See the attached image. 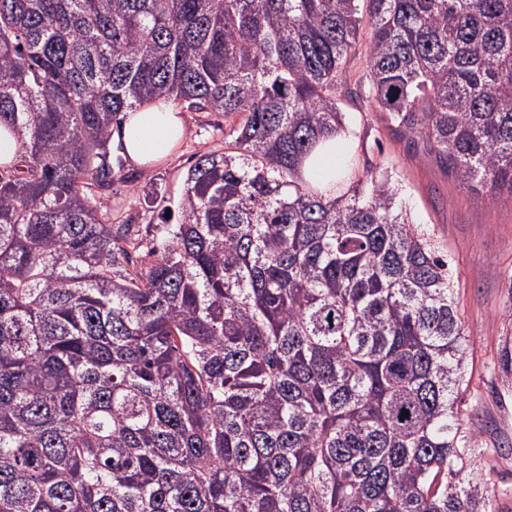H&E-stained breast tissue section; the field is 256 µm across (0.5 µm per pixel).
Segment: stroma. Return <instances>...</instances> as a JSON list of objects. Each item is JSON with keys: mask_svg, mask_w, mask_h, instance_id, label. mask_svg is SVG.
Listing matches in <instances>:
<instances>
[{"mask_svg": "<svg viewBox=\"0 0 512 512\" xmlns=\"http://www.w3.org/2000/svg\"><path fill=\"white\" fill-rule=\"evenodd\" d=\"M369 25L348 55L336 98L344 131L355 146L346 159L350 181L367 173L391 176L397 203L448 262L458 312L470 348L464 367L460 410L477 433L478 469L492 488L494 512H512V384L500 368L502 338L512 325V197L474 203L473 192L448 171L423 139L394 132L385 113L358 97L365 72ZM187 135L162 162L149 169L129 164L112 144L114 178L108 190L112 221L131 225L144 248L160 243V226L175 213L187 170L199 155L222 148L224 117L215 112L185 115Z\"/></svg>", "mask_w": 512, "mask_h": 512, "instance_id": "1", "label": "stroma"}]
</instances>
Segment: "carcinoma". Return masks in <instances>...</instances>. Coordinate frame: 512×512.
<instances>
[{
	"mask_svg": "<svg viewBox=\"0 0 512 512\" xmlns=\"http://www.w3.org/2000/svg\"><path fill=\"white\" fill-rule=\"evenodd\" d=\"M361 2L371 106L512 197V0H0V512H490L448 265L391 177H301ZM166 97L224 151L140 268L110 142Z\"/></svg>",
	"mask_w": 512,
	"mask_h": 512,
	"instance_id": "obj_1",
	"label": "carcinoma"
}]
</instances>
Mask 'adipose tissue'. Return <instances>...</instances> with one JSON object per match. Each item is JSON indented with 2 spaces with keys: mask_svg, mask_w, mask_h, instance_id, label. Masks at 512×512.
Wrapping results in <instances>:
<instances>
[{
  "mask_svg": "<svg viewBox=\"0 0 512 512\" xmlns=\"http://www.w3.org/2000/svg\"><path fill=\"white\" fill-rule=\"evenodd\" d=\"M185 135L182 113L173 101L161 99L150 105L125 112L117 134L127 160L149 168L174 151ZM346 150L344 137L322 141L302 169L304 180L314 183L326 195L336 192V159Z\"/></svg>",
  "mask_w": 512,
  "mask_h": 512,
  "instance_id": "ef3b65f1",
  "label": "adipose tissue"
}]
</instances>
